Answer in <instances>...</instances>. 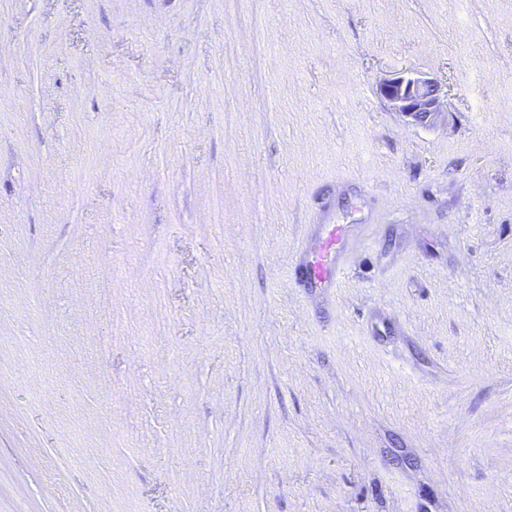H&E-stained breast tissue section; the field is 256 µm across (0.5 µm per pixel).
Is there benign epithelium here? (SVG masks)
<instances>
[{"mask_svg": "<svg viewBox=\"0 0 512 512\" xmlns=\"http://www.w3.org/2000/svg\"><path fill=\"white\" fill-rule=\"evenodd\" d=\"M379 94L407 122L434 125L443 112L441 85L431 78L403 73L380 82Z\"/></svg>", "mask_w": 512, "mask_h": 512, "instance_id": "obj_1", "label": "benign epithelium"}]
</instances>
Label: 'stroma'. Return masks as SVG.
I'll return each instance as SVG.
<instances>
[{"instance_id": "1", "label": "stroma", "mask_w": 512, "mask_h": 512, "mask_svg": "<svg viewBox=\"0 0 512 512\" xmlns=\"http://www.w3.org/2000/svg\"><path fill=\"white\" fill-rule=\"evenodd\" d=\"M0 512H512V0H0ZM379 94L399 117L422 126L434 125L443 112L441 85L412 73L384 79ZM375 226L377 224H307L293 262L299 285L330 296L350 267L360 236Z\"/></svg>"}]
</instances>
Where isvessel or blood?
<instances>
[{
    "instance_id": "b4317fda",
    "label": "vessel or blood",
    "mask_w": 512,
    "mask_h": 512,
    "mask_svg": "<svg viewBox=\"0 0 512 512\" xmlns=\"http://www.w3.org/2000/svg\"><path fill=\"white\" fill-rule=\"evenodd\" d=\"M365 224H311L306 228L293 262L301 287L328 296L349 268L360 237L368 232Z\"/></svg>"
}]
</instances>
